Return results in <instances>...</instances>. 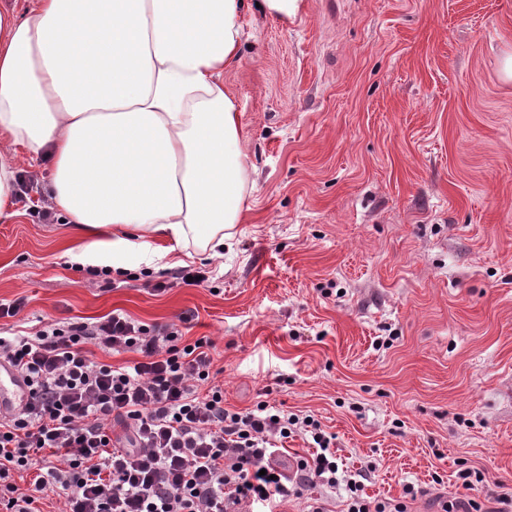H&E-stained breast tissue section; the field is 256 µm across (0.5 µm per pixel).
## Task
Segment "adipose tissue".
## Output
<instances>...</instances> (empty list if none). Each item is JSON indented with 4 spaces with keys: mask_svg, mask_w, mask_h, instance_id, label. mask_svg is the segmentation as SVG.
I'll return each instance as SVG.
<instances>
[{
    "mask_svg": "<svg viewBox=\"0 0 512 512\" xmlns=\"http://www.w3.org/2000/svg\"><path fill=\"white\" fill-rule=\"evenodd\" d=\"M305 0H23L0 9V217L18 171L46 159L72 226L69 263L128 269L157 240L224 256L249 164L224 73L241 61L243 17L288 25Z\"/></svg>",
    "mask_w": 512,
    "mask_h": 512,
    "instance_id": "obj_1",
    "label": "adipose tissue"
}]
</instances>
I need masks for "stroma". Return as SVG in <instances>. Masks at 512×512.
<instances>
[{
	"label": "stroma",
	"mask_w": 512,
	"mask_h": 512,
	"mask_svg": "<svg viewBox=\"0 0 512 512\" xmlns=\"http://www.w3.org/2000/svg\"><path fill=\"white\" fill-rule=\"evenodd\" d=\"M244 29L224 82L253 189L223 260L185 264L207 282L67 264L51 170L19 157L0 301L25 306L0 332L180 324L213 341L226 408L313 416L341 471L375 465L366 496L411 482L408 512H512V0H305Z\"/></svg>",
	"instance_id": "stroma-1"
}]
</instances>
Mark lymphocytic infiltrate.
<instances>
[{"label": "lymphocytic infiltrate", "mask_w": 512, "mask_h": 512, "mask_svg": "<svg viewBox=\"0 0 512 512\" xmlns=\"http://www.w3.org/2000/svg\"><path fill=\"white\" fill-rule=\"evenodd\" d=\"M172 325L147 327L119 313L88 323H51L32 336H0V363L30 391L26 405L0 414V512H241L256 501L344 486L347 512H407L413 483L398 500H368L374 466L339 480L332 439L312 416L268 402L237 412L210 381L212 342L180 344ZM132 352L113 366L96 351ZM122 433H114L113 424ZM309 433L315 445L293 475L271 464L274 438ZM31 471L28 488L15 474Z\"/></svg>", "instance_id": "lymphocytic-infiltrate-1"}]
</instances>
